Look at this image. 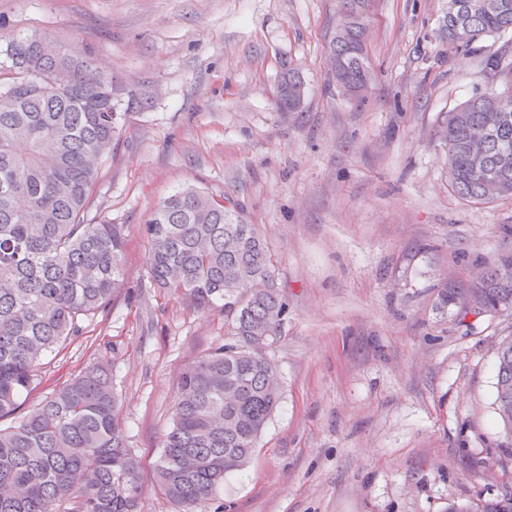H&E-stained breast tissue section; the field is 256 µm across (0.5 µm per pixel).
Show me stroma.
Listing matches in <instances>:
<instances>
[{"mask_svg": "<svg viewBox=\"0 0 512 512\" xmlns=\"http://www.w3.org/2000/svg\"><path fill=\"white\" fill-rule=\"evenodd\" d=\"M447 5L372 0L360 103L328 76L340 0H0V64L6 37L44 35L91 52L137 101L88 215L123 225L125 286L43 358L24 406L104 363L142 512H180L156 487L161 439L182 369L226 334L220 309L160 292L146 269V221L189 184L257 225L288 303L269 351L281 404L205 512H473L512 488L494 409L512 313L440 296L512 253V198L454 193L436 135L490 88L501 41L448 46ZM288 65L304 80L297 112L275 106Z\"/></svg>", "mask_w": 512, "mask_h": 512, "instance_id": "stroma-1", "label": "stroma"}]
</instances>
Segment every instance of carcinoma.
Masks as SVG:
<instances>
[{"label":"carcinoma","instance_id":"obj_1","mask_svg":"<svg viewBox=\"0 0 512 512\" xmlns=\"http://www.w3.org/2000/svg\"><path fill=\"white\" fill-rule=\"evenodd\" d=\"M370 0H342L348 24L329 45L331 81L358 101L373 80L366 46ZM441 39L467 47L504 38L486 59L503 90L477 94L446 113L437 136L448 180L461 197H512V0H487L461 25L445 14ZM45 38L18 34L0 78V512H139L140 461L126 445L119 402L105 365L81 372L23 412L42 358L66 347L79 322L124 286L126 238L121 224H89L85 214L101 163L112 152L133 100L85 54L44 50ZM276 106L298 112L303 79L283 70ZM486 129L482 154L467 146ZM146 267L156 287L199 308L224 311L229 339L202 353L179 376L172 425L161 440L159 491L181 512H200L224 479L243 470L282 398L267 350L280 334L287 302L265 239L228 197L187 187L162 201L144 226ZM498 257L482 277L444 289L442 300L468 299L486 312L512 309V280ZM495 400L512 436V339L495 355ZM474 512H512V491Z\"/></svg>","mask_w":512,"mask_h":512}]
</instances>
